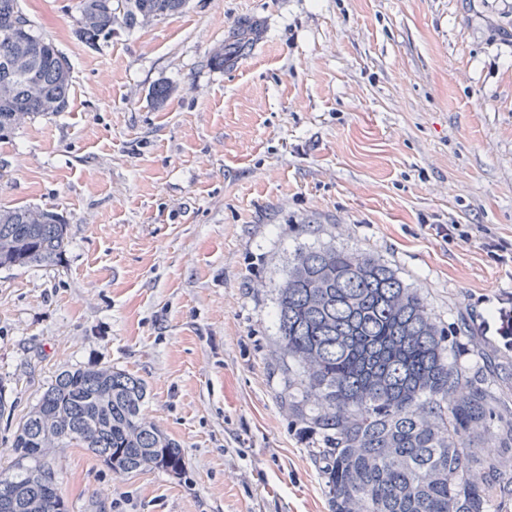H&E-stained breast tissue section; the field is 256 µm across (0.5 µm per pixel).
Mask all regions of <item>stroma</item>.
Instances as JSON below:
<instances>
[{
  "label": "stroma",
  "mask_w": 512,
  "mask_h": 512,
  "mask_svg": "<svg viewBox=\"0 0 512 512\" xmlns=\"http://www.w3.org/2000/svg\"><path fill=\"white\" fill-rule=\"evenodd\" d=\"M79 0H22L71 64L64 111L0 143V207L59 214L54 266L0 270V469L62 370L143 379L184 473L118 476L56 448L69 512H329L288 411L277 287L309 247L366 250L467 337L449 366L512 369V17L500 0H189L89 47ZM261 35L210 56L238 20ZM168 83L163 102L149 97ZM438 224L452 225L437 235ZM257 25L250 21L241 22L224 48L211 56L210 63L215 69L224 70L225 66L234 64L246 55L258 39Z\"/></svg>",
  "instance_id": "obj_1"
}]
</instances>
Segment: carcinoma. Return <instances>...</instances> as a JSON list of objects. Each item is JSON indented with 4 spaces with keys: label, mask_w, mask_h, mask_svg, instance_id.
I'll use <instances>...</instances> for the list:
<instances>
[{
    "label": "carcinoma",
    "mask_w": 512,
    "mask_h": 512,
    "mask_svg": "<svg viewBox=\"0 0 512 512\" xmlns=\"http://www.w3.org/2000/svg\"><path fill=\"white\" fill-rule=\"evenodd\" d=\"M187 0H79L77 35L93 46L138 17L164 18ZM241 22L211 56L234 64L258 39ZM70 65L24 12L0 0V142L24 118L62 112ZM68 245L58 213L0 209V269L59 263ZM280 348L303 370L300 385L316 411L300 415L321 437L314 454L330 512H488L492 497L512 498V477L488 466L471 474V438L497 429L512 448V407L486 377L448 369L447 335L428 304L396 271L366 251L335 246L302 250L278 288ZM147 386L112 366L64 370L19 422L11 473L0 476V512H68L48 449L90 450L116 475L147 468L178 473L180 444L143 418Z\"/></svg>",
    "instance_id": "obj_1"
}]
</instances>
